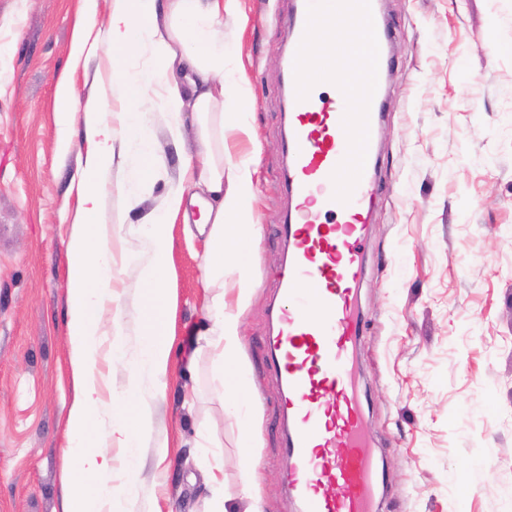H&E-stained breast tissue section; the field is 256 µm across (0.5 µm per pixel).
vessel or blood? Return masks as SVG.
Returning a JSON list of instances; mask_svg holds the SVG:
<instances>
[{
	"instance_id": "b4317fda",
	"label": "vessel or blood",
	"mask_w": 512,
	"mask_h": 512,
	"mask_svg": "<svg viewBox=\"0 0 512 512\" xmlns=\"http://www.w3.org/2000/svg\"><path fill=\"white\" fill-rule=\"evenodd\" d=\"M303 2L289 18L298 47L288 62L295 90L284 141L291 208L279 227L287 256L267 341L287 427L285 482L297 512H378L373 441L353 367L371 209L382 192L375 147L390 35L378 0ZM320 31L342 43L368 39L367 54L343 57L363 78L360 101H351L335 68L304 56Z\"/></svg>"
}]
</instances>
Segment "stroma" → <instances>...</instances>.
Returning <instances> with one entry per match:
<instances>
[{
	"instance_id": "obj_1",
	"label": "stroma",
	"mask_w": 512,
	"mask_h": 512,
	"mask_svg": "<svg viewBox=\"0 0 512 512\" xmlns=\"http://www.w3.org/2000/svg\"><path fill=\"white\" fill-rule=\"evenodd\" d=\"M297 0H237L224 15V97L213 158L232 182L253 159L262 226L255 286L242 316L248 396L258 423L252 448L215 392L218 363L198 347L207 297L234 303L232 280L204 287L205 236L198 211L172 229L170 375L151 398L149 429L135 455L137 492L122 491L127 451L112 450L116 512H209V441L220 453L228 505L245 503L253 471L260 512H295L278 380L266 355L276 273L285 251L277 229L289 207L283 57ZM81 0H0V512H61L65 422L74 397L65 287L85 146L60 152L55 95L73 75L97 91L108 48L71 71ZM394 38L380 126L379 177L360 290L357 354L366 424L381 481L379 512H512V0H381ZM148 135L162 172L140 184L134 159L112 172L105 215L122 227L115 255L136 258L117 286L112 342L134 356L152 259L143 217L197 154L194 132L172 140L157 102ZM247 111L246 121L237 114ZM139 192L138 209L125 194Z\"/></svg>"
}]
</instances>
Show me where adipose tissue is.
<instances>
[{
	"label": "adipose tissue",
	"mask_w": 512,
	"mask_h": 512,
	"mask_svg": "<svg viewBox=\"0 0 512 512\" xmlns=\"http://www.w3.org/2000/svg\"><path fill=\"white\" fill-rule=\"evenodd\" d=\"M236 0H110L107 20H99L97 0H83L79 19L85 32L102 29L103 38L116 54L110 70L101 79V92L82 98L70 79L61 80L56 91V111L60 128L59 145L68 149L74 125H81L86 151L82 178L78 184V218L66 244L68 265L69 328L71 365L77 380V395L69 410L66 432L68 446L63 475L70 486L62 512H113L112 443L123 448L137 447L145 425L131 427L113 420L111 389L102 372V362H124L127 371L126 396L140 416H147L148 389L165 392L169 374L170 342L166 329L169 297L164 288L166 257L171 242L170 219L180 212L185 200H197L207 192L212 200L207 219L211 223L204 259L206 280L231 275L238 287L237 304L227 308L217 297L207 306L213 322L208 335L199 337L201 347L214 352L224 364L220 396H238L246 386L242 360L241 316L254 287L256 263L253 248L262 227L253 220L256 188L249 170H241L232 185L224 183V169L213 161L209 123L199 128L196 162L187 164L178 181L167 188L161 205L144 217L146 233L153 247L152 263L143 271L150 305L147 325L136 358L122 361L116 350H104L102 313L121 303L114 289L125 266L112 253L116 231L101 223V202L112 191V168L127 155H135L140 173L150 177L159 162L151 143L143 136L146 113L112 111L113 101L126 102L148 92L159 93L173 138L185 129V95L181 77L194 74L198 82L194 109L205 115L213 112L210 83L224 80V37L219 29L224 12ZM133 45L145 56L138 69L130 68L118 48ZM243 237L250 245L226 251L228 240Z\"/></svg>",
	"instance_id": "obj_1"
}]
</instances>
